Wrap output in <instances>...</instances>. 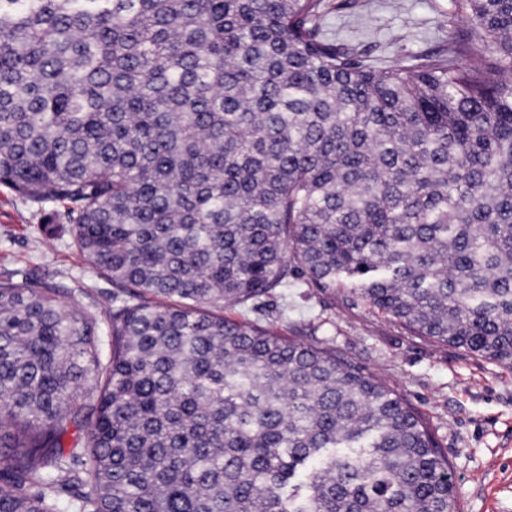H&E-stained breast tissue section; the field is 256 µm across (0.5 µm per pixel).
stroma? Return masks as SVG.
Segmentation results:
<instances>
[{"label":"stroma","mask_w":512,"mask_h":512,"mask_svg":"<svg viewBox=\"0 0 512 512\" xmlns=\"http://www.w3.org/2000/svg\"><path fill=\"white\" fill-rule=\"evenodd\" d=\"M325 30L379 67L447 48L471 36L448 20V0H342ZM35 205L0 187V278L56 290L94 313L107 336L112 284L84 261L69 231L46 239ZM257 318L304 342L320 341L393 388L435 435L458 489V512H512V367L410 335L365 302L291 288Z\"/></svg>","instance_id":"obj_1"}]
</instances>
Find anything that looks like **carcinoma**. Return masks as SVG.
Wrapping results in <instances>:
<instances>
[{
	"instance_id": "carcinoma-1",
	"label": "carcinoma",
	"mask_w": 512,
	"mask_h": 512,
	"mask_svg": "<svg viewBox=\"0 0 512 512\" xmlns=\"http://www.w3.org/2000/svg\"><path fill=\"white\" fill-rule=\"evenodd\" d=\"M377 71L334 0H0V185L110 340L0 279V512H458L394 390L224 314L302 283L512 366V0Z\"/></svg>"
}]
</instances>
